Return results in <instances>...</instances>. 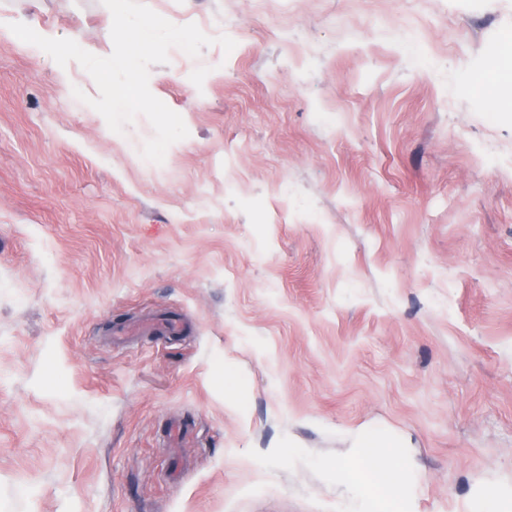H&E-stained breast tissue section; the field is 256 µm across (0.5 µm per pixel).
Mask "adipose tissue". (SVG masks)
<instances>
[{
	"mask_svg": "<svg viewBox=\"0 0 512 512\" xmlns=\"http://www.w3.org/2000/svg\"><path fill=\"white\" fill-rule=\"evenodd\" d=\"M16 38L35 36L36 48L41 56L55 63L60 79H67L72 65L79 64L92 72L127 70L141 46L150 43L154 29L146 24L138 27V41L124 51L100 59L97 50L92 48L76 51L55 32L41 29L37 15L22 19L0 16V32ZM347 441L354 458L370 475L374 485L383 489L391 497H398L397 471L400 466L398 448L403 447L400 437L390 435L375 428H361L348 432Z\"/></svg>",
	"mask_w": 512,
	"mask_h": 512,
	"instance_id": "ef3b65f1",
	"label": "adipose tissue"
}]
</instances>
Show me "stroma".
I'll return each instance as SVG.
<instances>
[{
    "label": "stroma",
    "instance_id": "35a3bbf8",
    "mask_svg": "<svg viewBox=\"0 0 512 512\" xmlns=\"http://www.w3.org/2000/svg\"><path fill=\"white\" fill-rule=\"evenodd\" d=\"M33 9L104 57L183 35L113 114L0 39V512H345L362 427L408 443L368 512H512V98L479 84L512 0H0ZM149 83L132 81L124 90L113 97L112 112H138L148 102ZM115 101V102H114Z\"/></svg>",
    "mask_w": 512,
    "mask_h": 512
}]
</instances>
